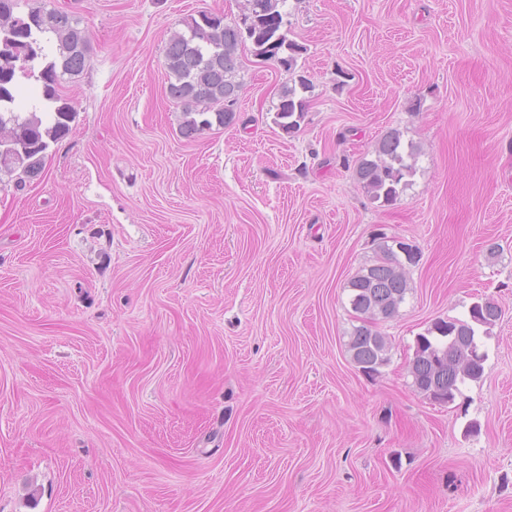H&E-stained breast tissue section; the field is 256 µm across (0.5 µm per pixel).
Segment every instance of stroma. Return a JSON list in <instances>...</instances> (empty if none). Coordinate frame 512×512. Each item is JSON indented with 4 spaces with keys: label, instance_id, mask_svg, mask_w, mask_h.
Instances as JSON below:
<instances>
[{
    "label": "stroma",
    "instance_id": "obj_1",
    "mask_svg": "<svg viewBox=\"0 0 512 512\" xmlns=\"http://www.w3.org/2000/svg\"><path fill=\"white\" fill-rule=\"evenodd\" d=\"M245 0H39L80 20L72 133L0 177V512H512V0H288L311 84L242 45L237 120L186 140L164 45ZM396 128L421 148L394 205L356 178ZM416 245L347 348L376 233ZM491 300L481 379L412 386L419 334ZM376 257L360 268L350 279L349 303L359 325H354L348 339V350L360 371L368 377L380 373L388 363V342L378 330L381 322L399 314L411 290L408 268L416 264L418 253L405 252L407 241L379 234Z\"/></svg>",
    "mask_w": 512,
    "mask_h": 512
}]
</instances>
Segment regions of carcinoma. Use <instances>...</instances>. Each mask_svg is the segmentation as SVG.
<instances>
[{
	"label": "carcinoma",
	"mask_w": 512,
	"mask_h": 512,
	"mask_svg": "<svg viewBox=\"0 0 512 512\" xmlns=\"http://www.w3.org/2000/svg\"><path fill=\"white\" fill-rule=\"evenodd\" d=\"M286 4L287 0H246L242 17L250 22L247 35L238 22L205 12L197 19H185L186 31L172 34L164 50L170 75L167 96L183 112L184 138L190 140L215 124L227 126L236 121V113L225 111L224 106L237 103L241 90L238 49L247 40L255 56L291 74L279 92L275 124L287 134L300 130L310 83L296 75L305 47L284 31ZM47 33L56 39L52 58L44 40ZM37 60L45 61L39 80L55 110L18 112L14 107L16 70L30 74ZM89 60L88 39L73 13L47 10L33 0H0V149L8 147L15 154L11 161L0 160V172L16 175V186L39 177L50 146L70 134L76 110L63 94V83L81 74ZM419 156L413 143L403 141L400 130L391 129L371 156L361 158L357 179L373 200L392 205L416 172ZM417 258L416 252L396 251L394 239L382 234L373 263L360 268L348 282L349 303L358 321L350 333L348 350L368 377L379 374L388 363V342L378 325L399 314L411 290L408 267ZM499 316V308L484 300L473 303L465 319L434 321L417 337L409 364L414 390L433 402L447 404L454 401L460 385L479 380L485 354L478 352V330L493 325Z\"/></svg>",
	"instance_id": "carcinoma-1"
}]
</instances>
